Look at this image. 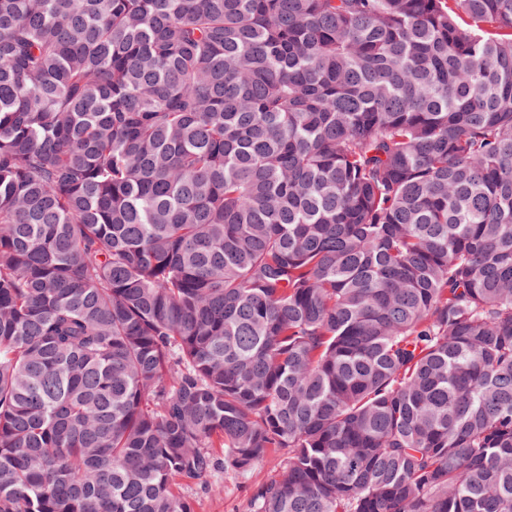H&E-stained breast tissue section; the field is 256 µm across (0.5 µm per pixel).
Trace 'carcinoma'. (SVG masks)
Here are the masks:
<instances>
[{"label":"carcinoma","mask_w":512,"mask_h":512,"mask_svg":"<svg viewBox=\"0 0 512 512\" xmlns=\"http://www.w3.org/2000/svg\"><path fill=\"white\" fill-rule=\"evenodd\" d=\"M269 458L512 512V0H0V512Z\"/></svg>","instance_id":"obj_1"}]
</instances>
